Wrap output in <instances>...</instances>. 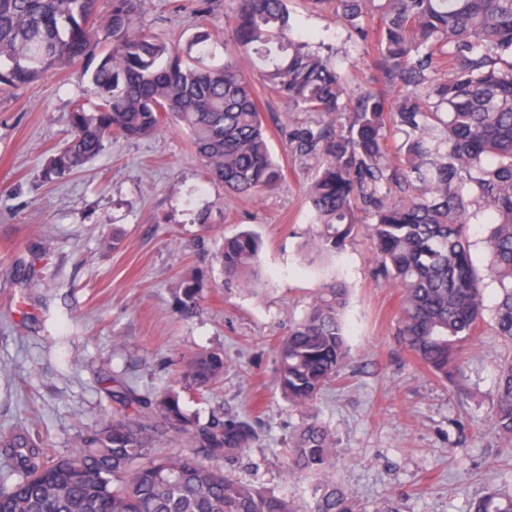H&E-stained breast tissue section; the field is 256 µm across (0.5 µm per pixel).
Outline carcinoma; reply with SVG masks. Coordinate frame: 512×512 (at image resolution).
Listing matches in <instances>:
<instances>
[{"label": "carcinoma", "mask_w": 512, "mask_h": 512, "mask_svg": "<svg viewBox=\"0 0 512 512\" xmlns=\"http://www.w3.org/2000/svg\"><path fill=\"white\" fill-rule=\"evenodd\" d=\"M97 2L0 0L1 92L77 60L93 64L100 103L69 113L70 139L48 160L44 182L80 171L112 140L139 139L171 118L224 197L280 189L284 170L239 64L247 57L291 111L317 116L283 132L313 171L319 246L338 251L356 226L370 224L380 274L401 291L397 335L418 362L453 378L456 343L483 319L468 235L480 214L489 217L485 245L500 290L495 334L512 342V0H310L332 8L358 43L376 47L384 88L358 94L336 55L294 34L288 0H232L237 53L220 64L206 62L210 30L197 28L182 53L138 25L139 0H111L101 16ZM260 249L249 231L224 238L225 288L259 283ZM179 288V312L191 317L203 281ZM346 303L342 284H323L277 352L281 390L309 412L288 442V472L313 479L316 512H359L333 477L334 442L310 414L347 362ZM223 374L218 352L185 365L196 387ZM111 395L122 410L79 431L65 453L26 427L0 431V512H299L232 472L258 439L248 421L221 413L203 422L184 411L175 390L142 395L119 382ZM494 397L495 433L512 443V360L500 366ZM469 512H512V494L488 493Z\"/></svg>", "instance_id": "1"}]
</instances>
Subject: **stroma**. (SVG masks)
I'll return each mask as SVG.
<instances>
[{
	"label": "stroma",
	"instance_id": "obj_1",
	"mask_svg": "<svg viewBox=\"0 0 512 512\" xmlns=\"http://www.w3.org/2000/svg\"><path fill=\"white\" fill-rule=\"evenodd\" d=\"M195 0H140L139 24L172 41L200 22ZM295 27L352 65V93L379 87L373 47L355 44L329 11L290 0ZM84 62L0 93V429L31 427L69 450L79 428L112 410L99 380L119 376L145 394L180 391L188 414L230 413L259 440L236 466L242 479L315 512L311 483L290 476L284 450L304 419L276 380L277 346L318 288L348 290L349 362L312 412L336 440V481L361 512L400 500L403 512H467L487 488L512 491V444L493 431L500 363L512 354L493 330L498 287L485 283L478 336L458 342L462 395L421 366L397 334L399 299L378 271L367 225L344 247L317 253L307 188L311 173L292 155L282 126L300 120L258 88L269 145L285 182L260 200L225 203L206 184L189 137L166 122L150 137L113 140L104 154L60 183L42 168L69 137L77 100L95 102ZM211 209L210 228L195 221ZM242 230L262 241L263 284L224 289L216 260L223 237ZM38 247V288L17 274ZM201 275L202 306L177 309L179 282ZM224 354V379L205 394L185 390L195 353Z\"/></svg>",
	"mask_w": 512,
	"mask_h": 512
}]
</instances>
